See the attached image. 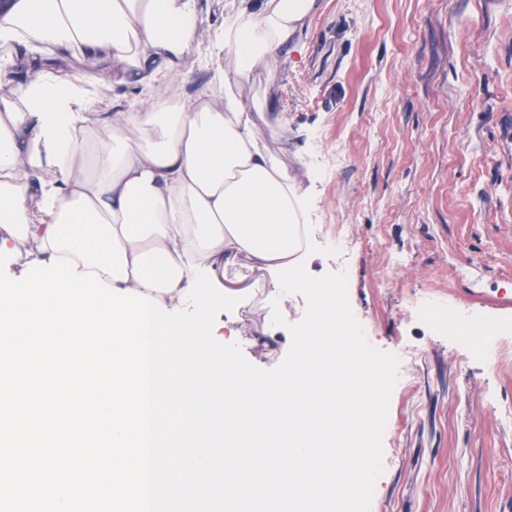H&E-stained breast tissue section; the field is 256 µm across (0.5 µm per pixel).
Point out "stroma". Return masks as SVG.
I'll return each instance as SVG.
<instances>
[{
  "instance_id": "stroma-1",
  "label": "stroma",
  "mask_w": 512,
  "mask_h": 512,
  "mask_svg": "<svg viewBox=\"0 0 512 512\" xmlns=\"http://www.w3.org/2000/svg\"><path fill=\"white\" fill-rule=\"evenodd\" d=\"M242 97L288 120L287 139L259 131L311 200L309 274L346 273L371 346L413 359L370 512H512V341L426 315L512 329V0H318ZM215 280L240 299L218 321L248 361L277 366L291 335L272 311L297 322L305 298L277 302L245 256Z\"/></svg>"
}]
</instances>
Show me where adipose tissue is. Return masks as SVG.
Instances as JSON below:
<instances>
[{
	"label": "adipose tissue",
	"instance_id": "ef3b65f1",
	"mask_svg": "<svg viewBox=\"0 0 512 512\" xmlns=\"http://www.w3.org/2000/svg\"><path fill=\"white\" fill-rule=\"evenodd\" d=\"M316 3L242 0L200 88L167 76L199 43L202 0H0V75L27 74L0 94V261L68 257L175 307L191 265L301 256L294 180L238 90ZM106 84L113 109L93 111Z\"/></svg>",
	"mask_w": 512,
	"mask_h": 512
}]
</instances>
